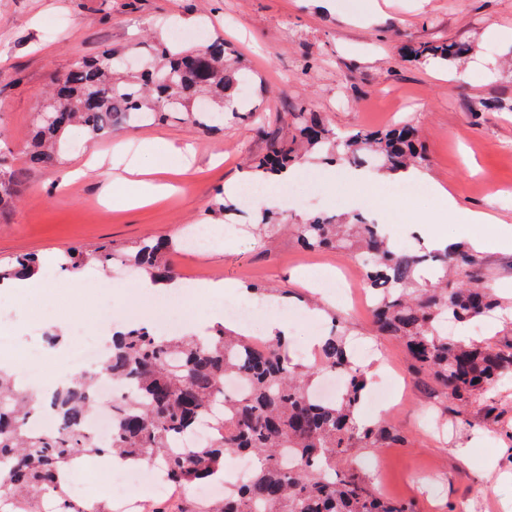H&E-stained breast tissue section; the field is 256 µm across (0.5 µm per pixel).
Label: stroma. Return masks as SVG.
<instances>
[{
	"label": "stroma",
	"instance_id": "obj_1",
	"mask_svg": "<svg viewBox=\"0 0 512 512\" xmlns=\"http://www.w3.org/2000/svg\"><path fill=\"white\" fill-rule=\"evenodd\" d=\"M56 35L48 30L54 24ZM193 35L206 27L209 38L229 42L252 70L249 103L265 118L230 119L205 134L188 123L164 122L124 129L94 142L79 140L65 163L29 167L26 162L32 116L41 111L52 83L81 58L112 46L134 52L167 34L171 25ZM457 40L468 43L463 66L410 62V43ZM493 108L478 112L480 102ZM305 108L322 115L336 132L378 130L396 122L413 123L426 153V183L451 192L460 207L491 216L488 224L449 221L434 195L398 197L391 183L373 182L374 207L346 191L349 167H326L318 159L297 166L319 184L310 200L274 205L279 231L261 238L252 233L253 207L220 218L209 210L226 183L247 170L266 150L271 131L292 134V114ZM160 147L186 143L195 148L191 179L170 174L175 192L134 209L116 208L103 179L84 168L91 149L112 158L117 146L133 154L139 141ZM0 146L12 164L26 172V189L16 211L0 221V262L33 254L52 265L73 247L112 249L104 274L125 284L124 294L108 296L87 268L82 284L54 269L59 290L51 297L32 291L5 300L15 312L12 333L19 348L36 351L42 337L33 324L61 331L65 342L46 357L48 365L67 364L73 336L100 341L101 309L111 320L142 321L156 334L168 331L173 313L164 308L166 292H141L128 277L125 256L142 238L175 243L169 259L178 276L255 284L257 299L272 308L280 299L295 327L290 358L305 345L322 341L335 318H347L350 340L380 343L385 357L361 405L363 420L386 421L394 433L381 451L352 449L345 467L356 470L378 495L402 500L416 512H512V381L489 390L463 417L449 415L439 387L412 366L403 345L377 339L370 316L349 318L336 293V274H362L352 258L327 249L303 250L290 230L316 212L342 220L359 213L383 224L395 250L424 254L420 219L437 225L452 243L475 248L483 283L502 298L495 329L455 324L451 335L492 347L512 344V247L496 246L512 235V0H0ZM218 234L214 250L187 252L180 239L200 225ZM81 323H72L74 308ZM319 309L311 320L307 310ZM431 423L417 425L420 415ZM386 461L384 478L367 466L374 454Z\"/></svg>",
	"mask_w": 512,
	"mask_h": 512
}]
</instances>
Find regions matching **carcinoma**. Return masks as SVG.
<instances>
[{
    "mask_svg": "<svg viewBox=\"0 0 512 512\" xmlns=\"http://www.w3.org/2000/svg\"><path fill=\"white\" fill-rule=\"evenodd\" d=\"M470 49L456 40L414 43L405 58L457 63ZM244 76L241 59L224 40L197 46L182 41L157 42L139 70H128L124 54L106 49L75 61L57 84L29 131L28 162L61 164L70 152V128L91 137L112 134L142 123L183 120L203 132L224 124L228 116L250 114L247 108L225 112ZM291 139L272 136L252 171L269 178L290 168L302 150H327V159L359 161L382 171L419 166L424 161L416 128L409 124L383 131H358L339 138L317 112L293 113ZM25 188L24 173L0 153V215L16 208ZM307 250L334 248L362 264L364 284L381 294L373 306L379 336L403 341L409 357L438 386L448 412L462 415L483 393L512 376V344L490 348L438 334L445 317L466 322L495 311L501 302L474 275L473 252L454 246L435 257L443 275L433 285L415 278L423 255L392 249L382 229L361 218L337 224L317 215L295 228ZM171 245L144 239L127 254L128 265L156 282L177 279L168 261ZM112 261L104 247L72 248L59 256L60 267L78 274L88 266ZM40 260L23 254L0 266V283L20 271L35 272ZM340 374L341 395L313 396L315 377ZM108 377L123 387L112 405V434L90 435L86 422L96 403L94 384ZM236 377L247 391L224 396V379ZM368 379L346 346V331H333L310 366L291 363L288 345L278 337L257 344L241 333L218 326L203 339L159 338L148 327L131 324L116 333L100 366L82 372L48 395L16 384L0 369V499L10 512H43L44 499L56 512H110L99 502L89 509L70 496L58 480L60 469L77 457L116 454L133 466L160 468L176 488L208 483L224 474L231 454L253 456L257 465L248 479L218 506L188 503L180 512H415L412 505L380 497L336 460L353 448H377L391 430L359 416ZM223 417L211 438L187 448L174 447L217 406ZM51 408L55 424L48 430L29 427L35 415Z\"/></svg>",
    "mask_w": 512,
    "mask_h": 512,
    "instance_id": "carcinoma-1",
    "label": "carcinoma"
}]
</instances>
